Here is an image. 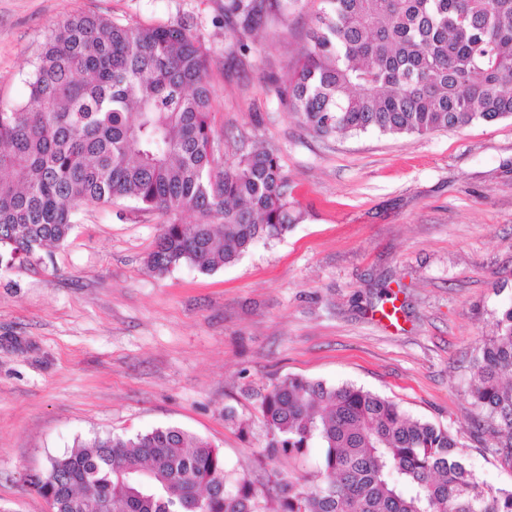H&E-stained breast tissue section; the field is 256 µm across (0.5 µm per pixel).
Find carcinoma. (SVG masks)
Instances as JSON below:
<instances>
[{"mask_svg":"<svg viewBox=\"0 0 512 512\" xmlns=\"http://www.w3.org/2000/svg\"><path fill=\"white\" fill-rule=\"evenodd\" d=\"M301 63L270 88L320 137L425 136L512 118V0H322ZM290 0H225L231 46ZM208 51L182 24L88 13L43 43L26 103L0 102V267L70 235L78 208L131 199L162 228L159 275L233 263L297 220L278 155L227 166L210 121ZM191 213V224L182 215ZM471 366L470 395L512 468V304ZM261 478L226 468L177 427L107 435L49 462L31 484L54 512H512V487L481 482L448 429L354 385L288 376L256 393ZM323 449L312 482L276 466Z\"/></svg>","mask_w":512,"mask_h":512,"instance_id":"1","label":"carcinoma"}]
</instances>
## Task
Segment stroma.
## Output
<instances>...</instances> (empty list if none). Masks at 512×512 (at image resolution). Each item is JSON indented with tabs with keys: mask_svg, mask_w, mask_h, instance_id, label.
<instances>
[{
	"mask_svg": "<svg viewBox=\"0 0 512 512\" xmlns=\"http://www.w3.org/2000/svg\"><path fill=\"white\" fill-rule=\"evenodd\" d=\"M321 6L295 0L237 52L224 0H0L8 103L26 101L37 51L72 14L188 25L211 56L225 162L275 150L299 214L224 268L159 276L147 264L157 215L84 205L64 242L0 268V512H48L30 475L108 434L178 427L252 474L265 429L247 392L286 376L393 400L447 428L480 481L512 486L469 393L470 362L512 304V118L420 138L315 136L268 88ZM386 287L395 323L379 313Z\"/></svg>",
	"mask_w": 512,
	"mask_h": 512,
	"instance_id": "obj_1",
	"label": "stroma"
}]
</instances>
